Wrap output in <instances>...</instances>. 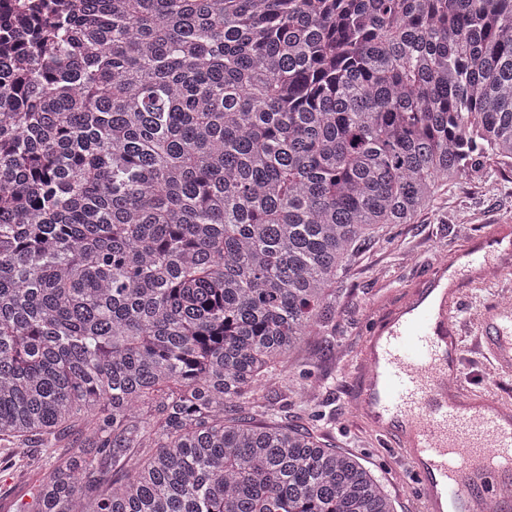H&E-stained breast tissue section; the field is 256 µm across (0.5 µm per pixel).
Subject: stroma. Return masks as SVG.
Segmentation results:
<instances>
[{
	"instance_id": "35a3bbf8",
	"label": "stroma",
	"mask_w": 512,
	"mask_h": 512,
	"mask_svg": "<svg viewBox=\"0 0 512 512\" xmlns=\"http://www.w3.org/2000/svg\"><path fill=\"white\" fill-rule=\"evenodd\" d=\"M512 223V169L492 164L482 176L437 190L411 224H393L363 246L336 280L322 310L324 331L308 336L286 374L270 381L262 403L273 418L311 425L326 439L363 459L386 486L396 512H417L415 498L395 480L399 455L364 424L354 404L357 367L372 310L396 305L408 289L432 275L437 257L475 245L495 223ZM320 385L318 400L302 407L300 394ZM61 451L38 448L0 465V503L16 506L35 484L48 479Z\"/></svg>"
}]
</instances>
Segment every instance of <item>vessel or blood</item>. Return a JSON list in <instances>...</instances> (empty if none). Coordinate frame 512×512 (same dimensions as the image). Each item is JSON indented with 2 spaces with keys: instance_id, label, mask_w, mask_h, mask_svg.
Listing matches in <instances>:
<instances>
[{
  "instance_id": "b4317fda",
  "label": "vessel or blood",
  "mask_w": 512,
  "mask_h": 512,
  "mask_svg": "<svg viewBox=\"0 0 512 512\" xmlns=\"http://www.w3.org/2000/svg\"><path fill=\"white\" fill-rule=\"evenodd\" d=\"M512 225H490L471 250L443 256L434 274L365 330L356 404L404 459L420 512H512V400L476 391L459 374L464 288L512 286ZM496 380H512V305L492 301L472 330Z\"/></svg>"
}]
</instances>
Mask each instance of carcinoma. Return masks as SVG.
Returning <instances> with one entry per match:
<instances>
[{
  "label": "carcinoma",
  "instance_id": "carcinoma-1",
  "mask_svg": "<svg viewBox=\"0 0 512 512\" xmlns=\"http://www.w3.org/2000/svg\"><path fill=\"white\" fill-rule=\"evenodd\" d=\"M0 55V445L20 512H394L252 415L339 273L512 163V0H42ZM68 448H35L34 453L0 465V512L2 502L9 504V510L16 512L17 503L35 484L48 479L58 456Z\"/></svg>",
  "mask_w": 512,
  "mask_h": 512
}]
</instances>
